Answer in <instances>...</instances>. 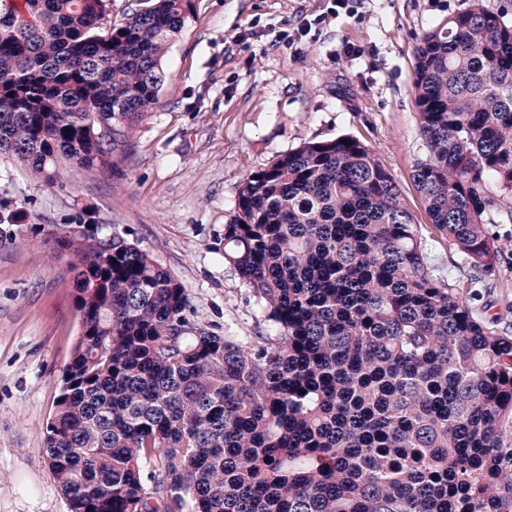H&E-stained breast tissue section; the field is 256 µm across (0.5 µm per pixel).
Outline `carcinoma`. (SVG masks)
Here are the masks:
<instances>
[{
    "mask_svg": "<svg viewBox=\"0 0 512 512\" xmlns=\"http://www.w3.org/2000/svg\"><path fill=\"white\" fill-rule=\"evenodd\" d=\"M0 0V154L53 181L110 172L156 101L195 0ZM473 0L415 48L429 155L413 180L471 283L512 193V25ZM499 193H494L489 183ZM80 333L44 453L69 512H512V336L435 273L371 149L309 142L252 174L224 260L271 333L189 324L186 288L96 227L50 236Z\"/></svg>",
    "mask_w": 512,
    "mask_h": 512,
    "instance_id": "carcinoma-1",
    "label": "carcinoma"
}]
</instances>
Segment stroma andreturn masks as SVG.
<instances>
[{
	"label": "stroma",
	"mask_w": 512,
	"mask_h": 512,
	"mask_svg": "<svg viewBox=\"0 0 512 512\" xmlns=\"http://www.w3.org/2000/svg\"><path fill=\"white\" fill-rule=\"evenodd\" d=\"M472 0H196L162 58L164 81L112 173L61 164L53 184L0 155V512H68L46 428L79 333L65 261L48 235L93 213L186 288L190 323L255 336L269 324L224 261L243 181L308 142L352 137L392 174L441 273L466 257L431 223L413 182L428 155L414 48ZM502 254L467 301L512 330V194L489 217Z\"/></svg>",
	"instance_id": "1"
}]
</instances>
